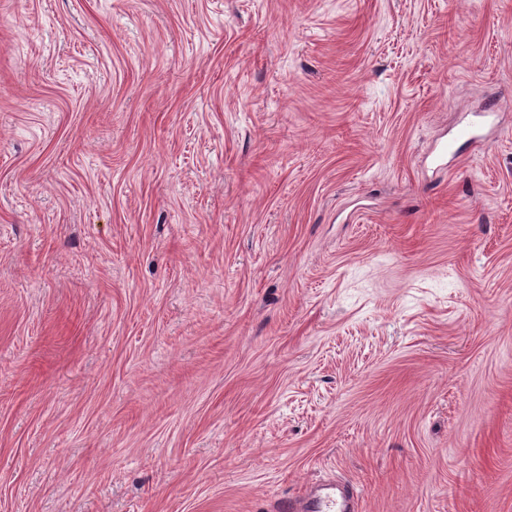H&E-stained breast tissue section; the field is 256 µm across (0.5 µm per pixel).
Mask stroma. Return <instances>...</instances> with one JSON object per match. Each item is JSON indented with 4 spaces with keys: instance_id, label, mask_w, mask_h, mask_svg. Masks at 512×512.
<instances>
[{
    "instance_id": "1",
    "label": "stroma",
    "mask_w": 512,
    "mask_h": 512,
    "mask_svg": "<svg viewBox=\"0 0 512 512\" xmlns=\"http://www.w3.org/2000/svg\"><path fill=\"white\" fill-rule=\"evenodd\" d=\"M324 481L512 512V0H0V512Z\"/></svg>"
}]
</instances>
